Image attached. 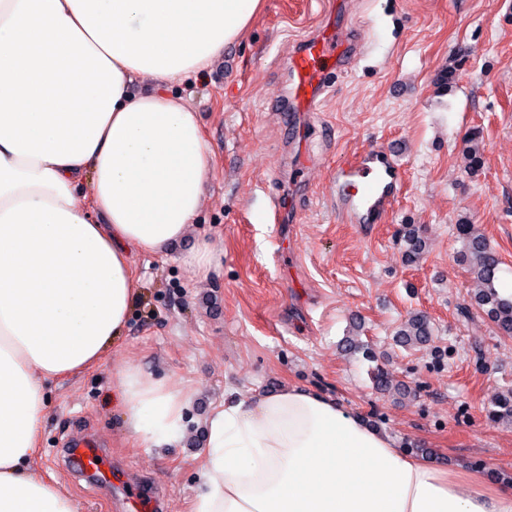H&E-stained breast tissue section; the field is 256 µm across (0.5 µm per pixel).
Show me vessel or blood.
I'll return each instance as SVG.
<instances>
[{
    "label": "vessel or blood",
    "instance_id": "b4317fda",
    "mask_svg": "<svg viewBox=\"0 0 512 512\" xmlns=\"http://www.w3.org/2000/svg\"><path fill=\"white\" fill-rule=\"evenodd\" d=\"M351 52L337 31L314 34L304 39L288 63L285 96L289 113L304 112L315 105L323 94L328 76L342 66ZM344 187L336 198V207L354 224L374 222L387 211L396 194L399 166L392 157H384L381 169L365 164L340 167ZM72 458L107 480L99 460L102 456L96 442L86 439L72 445Z\"/></svg>",
    "mask_w": 512,
    "mask_h": 512
}]
</instances>
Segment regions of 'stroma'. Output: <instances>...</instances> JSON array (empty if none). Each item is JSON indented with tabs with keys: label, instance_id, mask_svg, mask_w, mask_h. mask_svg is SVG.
<instances>
[{
	"label": "stroma",
	"instance_id": "obj_1",
	"mask_svg": "<svg viewBox=\"0 0 512 512\" xmlns=\"http://www.w3.org/2000/svg\"><path fill=\"white\" fill-rule=\"evenodd\" d=\"M337 22L355 56L305 113L300 137L283 115V81L300 40ZM213 171L197 235L162 258H137L140 295L101 364L52 383L38 470L82 512H126L123 492L157 512H190L206 419L225 398L297 386L350 407L427 464L512 481V425L491 422L492 396L512 389V336L469 304L456 226L482 232L512 274V0H264L247 38L184 90ZM483 162L466 169L471 136ZM400 147L402 187L374 224L336 213V167L370 147ZM295 203L274 223L271 203ZM425 244L408 259L406 236ZM205 235L224 252L200 279L182 253ZM426 315L434 336L396 333ZM378 359L338 347L353 330ZM130 360L192 391L183 438L140 447L124 429L112 383ZM397 386L379 394L371 372ZM94 439L104 485L66 457ZM433 327L429 318L423 314L411 316L397 331L396 341L403 345L426 346L433 336Z\"/></svg>",
	"mask_w": 512,
	"mask_h": 512
}]
</instances>
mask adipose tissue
<instances>
[{
  "label": "adipose tissue",
  "instance_id": "obj_1",
  "mask_svg": "<svg viewBox=\"0 0 512 512\" xmlns=\"http://www.w3.org/2000/svg\"><path fill=\"white\" fill-rule=\"evenodd\" d=\"M262 0H0V512H81L38 473L49 383L94 368L140 293L135 256L197 223L213 169L173 86L247 34ZM123 423L183 436L192 394L127 363ZM190 512H512V482L428 465L295 386L206 420Z\"/></svg>",
  "mask_w": 512,
  "mask_h": 512
}]
</instances>
